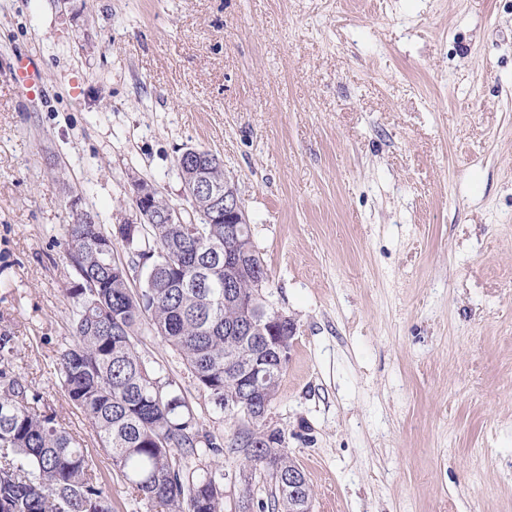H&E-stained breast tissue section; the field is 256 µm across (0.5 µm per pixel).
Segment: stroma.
<instances>
[{"label": "stroma", "instance_id": "35a3bbf8", "mask_svg": "<svg viewBox=\"0 0 512 512\" xmlns=\"http://www.w3.org/2000/svg\"><path fill=\"white\" fill-rule=\"evenodd\" d=\"M42 96L22 98L16 55ZM220 156L266 296L296 327L267 413L313 512H512V0H0V332L39 409L116 478L55 364L76 273L71 200L138 217L133 181L188 210L176 159ZM143 360L216 411L160 337ZM219 469L224 512L273 483Z\"/></svg>", "mask_w": 512, "mask_h": 512}]
</instances>
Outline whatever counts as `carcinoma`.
I'll use <instances>...</instances> for the list:
<instances>
[{
    "mask_svg": "<svg viewBox=\"0 0 512 512\" xmlns=\"http://www.w3.org/2000/svg\"><path fill=\"white\" fill-rule=\"evenodd\" d=\"M193 209L197 224H166L170 206L158 199L150 223L108 229L87 211L72 214L65 244L77 273L68 289L74 310L71 340L56 351L69 401L92 426L116 475L160 512H223L224 485L185 461L205 446L183 390L162 380L142 359L135 337L148 331L176 350L197 388L220 412H254L275 398L285 368L266 350L271 337L240 336L234 301H224V225ZM123 243L128 259L115 255ZM131 271L146 269L144 285L131 288ZM269 278L259 253L237 275L234 291L248 295L254 272ZM18 337L0 333V512H115L112 493L99 480L83 443L35 407L40 396L13 369ZM268 378L245 384L256 355ZM244 467L266 470L274 492L261 512L288 510V450L279 431L241 432L228 444Z\"/></svg>",
    "mask_w": 512,
    "mask_h": 512,
    "instance_id": "carcinoma-1",
    "label": "carcinoma"
}]
</instances>
